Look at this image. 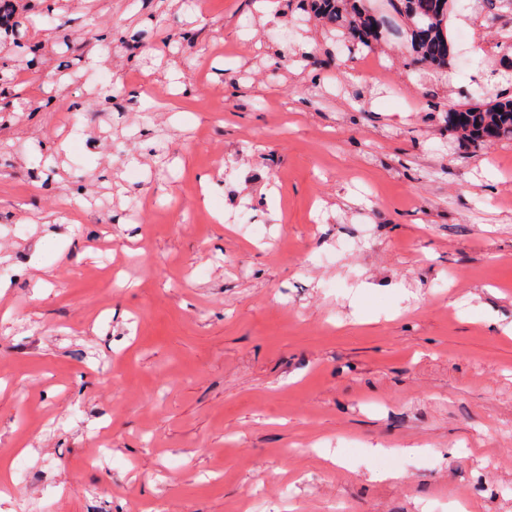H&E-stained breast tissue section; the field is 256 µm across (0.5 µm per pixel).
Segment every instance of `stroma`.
<instances>
[{
    "mask_svg": "<svg viewBox=\"0 0 512 512\" xmlns=\"http://www.w3.org/2000/svg\"><path fill=\"white\" fill-rule=\"evenodd\" d=\"M14 2L40 47L0 40L20 505L512 512V138L461 148L431 110L512 93V26L458 0L488 53L449 83L395 31L363 73L299 0Z\"/></svg>",
    "mask_w": 512,
    "mask_h": 512,
    "instance_id": "35a3bbf8",
    "label": "stroma"
}]
</instances>
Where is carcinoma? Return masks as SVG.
<instances>
[{"label":"carcinoma","instance_id":"1","mask_svg":"<svg viewBox=\"0 0 512 512\" xmlns=\"http://www.w3.org/2000/svg\"><path fill=\"white\" fill-rule=\"evenodd\" d=\"M451 0H389L405 25L411 49L410 64L446 71L453 61L448 31ZM309 15L325 20L356 48H370L381 37L386 20L374 14L366 0H301ZM448 132L469 147L512 138V94L485 102L456 105L443 113Z\"/></svg>","mask_w":512,"mask_h":512}]
</instances>
